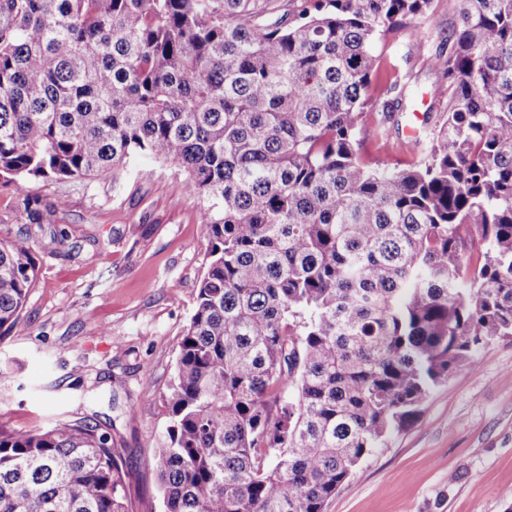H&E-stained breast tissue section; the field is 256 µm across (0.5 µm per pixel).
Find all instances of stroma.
<instances>
[{
	"instance_id": "35a3bbf8",
	"label": "stroma",
	"mask_w": 512,
	"mask_h": 512,
	"mask_svg": "<svg viewBox=\"0 0 512 512\" xmlns=\"http://www.w3.org/2000/svg\"><path fill=\"white\" fill-rule=\"evenodd\" d=\"M449 25L445 0H434L427 19L378 42V93L395 99L399 76L419 95L393 113L386 138L365 139L366 161L406 166L412 115L441 116L430 98L440 78L432 55ZM38 193L47 204L65 200L54 223H24L14 191L0 187V240L64 236L58 251H36L38 279L20 319L0 329V427L36 430L59 418L97 425L122 450L129 512H161L152 448L168 415L158 398L206 265L197 195L177 166L149 156L118 177L50 182ZM147 396L152 408L128 415V404ZM508 487L512 338L435 388L415 422L373 449L325 512H512Z\"/></svg>"
}]
</instances>
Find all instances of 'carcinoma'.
<instances>
[{
  "label": "carcinoma",
  "mask_w": 512,
  "mask_h": 512,
  "mask_svg": "<svg viewBox=\"0 0 512 512\" xmlns=\"http://www.w3.org/2000/svg\"><path fill=\"white\" fill-rule=\"evenodd\" d=\"M433 0H0V180L148 155L200 201L206 269L153 446L163 512H325L431 391L512 337V0H447L442 121L397 168L379 37ZM384 118L365 126L364 111ZM37 280L0 242V328ZM112 435L0 428V512H127Z\"/></svg>",
  "instance_id": "obj_1"
}]
</instances>
